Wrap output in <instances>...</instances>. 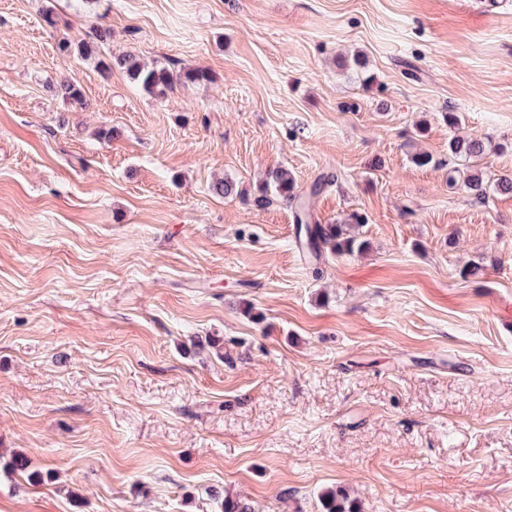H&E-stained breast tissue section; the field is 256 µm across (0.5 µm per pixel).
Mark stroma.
Listing matches in <instances>:
<instances>
[{"instance_id": "stroma-1", "label": "stroma", "mask_w": 512, "mask_h": 512, "mask_svg": "<svg viewBox=\"0 0 512 512\" xmlns=\"http://www.w3.org/2000/svg\"><path fill=\"white\" fill-rule=\"evenodd\" d=\"M94 27L212 80L60 54ZM278 166L363 250L310 259ZM505 176L512 0H0V512H512ZM129 78L147 93L164 97L177 86L185 84H201L211 81V75L203 69L170 70L167 67H149L135 54H125L115 62ZM489 143L476 138H452L448 143V152L456 159H464L469 165H466V171H460L457 167H450L448 158V184L460 187L473 195L476 199H483L486 196V187L483 175L477 170L472 169L470 160H480L488 151ZM459 175V179L456 176ZM461 174L463 176L461 177ZM461 181V182H460Z\"/></svg>"}]
</instances>
